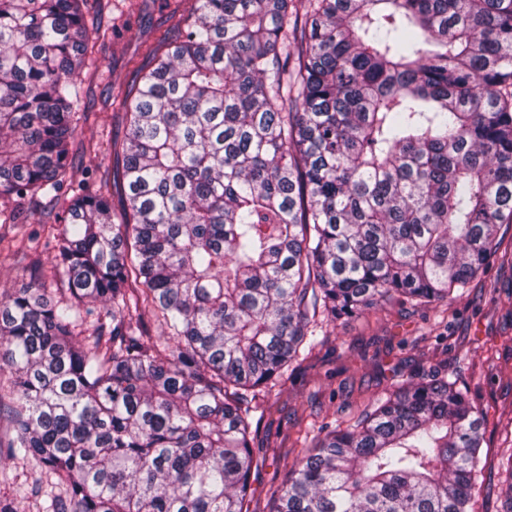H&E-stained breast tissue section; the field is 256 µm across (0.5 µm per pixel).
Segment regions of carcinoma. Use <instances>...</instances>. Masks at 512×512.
<instances>
[{"label":"carcinoma","mask_w":512,"mask_h":512,"mask_svg":"<svg viewBox=\"0 0 512 512\" xmlns=\"http://www.w3.org/2000/svg\"><path fill=\"white\" fill-rule=\"evenodd\" d=\"M84 3L0 0V197L18 224L68 201L52 274L0 295V461L36 462L41 512H250L248 399L317 313L450 300L512 261V0H193L112 170L75 187ZM483 422L424 368L322 427L268 512H473Z\"/></svg>","instance_id":"obj_1"}]
</instances>
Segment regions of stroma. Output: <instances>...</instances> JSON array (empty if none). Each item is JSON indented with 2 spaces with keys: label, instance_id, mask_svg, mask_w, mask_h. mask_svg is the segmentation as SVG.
I'll return each mask as SVG.
<instances>
[{
  "label": "stroma",
  "instance_id": "35a3bbf8",
  "mask_svg": "<svg viewBox=\"0 0 512 512\" xmlns=\"http://www.w3.org/2000/svg\"><path fill=\"white\" fill-rule=\"evenodd\" d=\"M187 0H87L99 30L80 75L91 103L79 115L85 145L70 174L112 165V140L123 135L124 109L112 94L131 84L149 47L186 15ZM65 200L33 202L25 224L0 223V293L19 287L32 267L50 272ZM318 346L302 352L284 385L252 412L254 454L263 467L251 482L252 512H268L270 495L296 454L321 426L354 423L375 400L420 364L442 363L484 416L487 467L473 492L475 512H498L500 478L512 461V271L493 262L450 302L388 306L336 324L319 321Z\"/></svg>",
  "mask_w": 512,
  "mask_h": 512
}]
</instances>
